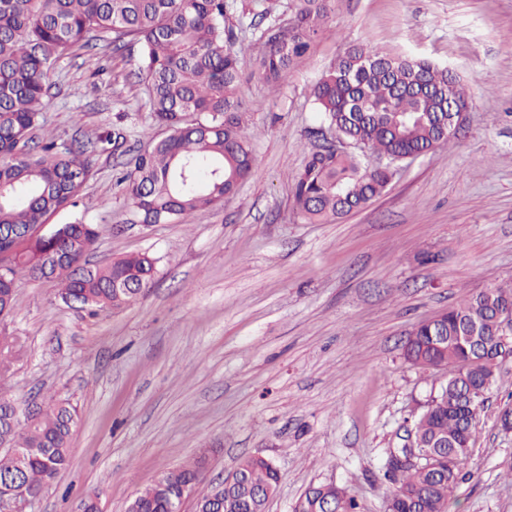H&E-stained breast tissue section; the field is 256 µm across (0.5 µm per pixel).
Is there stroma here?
<instances>
[{
  "instance_id": "35a3bbf8",
  "label": "stroma",
  "mask_w": 512,
  "mask_h": 512,
  "mask_svg": "<svg viewBox=\"0 0 512 512\" xmlns=\"http://www.w3.org/2000/svg\"><path fill=\"white\" fill-rule=\"evenodd\" d=\"M353 44L455 71L468 118L367 206L310 224L291 190L323 143L310 89ZM262 49L245 56L238 87L252 175L217 208L164 224L139 223L115 184L163 133L136 75L138 46L117 53L101 41L52 73L45 133L68 142L117 126L125 144L86 149L91 177L49 224L99 225L91 261L146 253L157 274L133 304L94 315L53 283L18 280L0 336L21 350L0 397L78 410L69 468L22 512H77L93 493L103 512H126L163 471L204 451L210 482L241 457L269 459L280 481L266 512H292L309 486L328 483L362 512H383V453L404 446L448 376L405 360L408 332L512 280V0H332L305 63L276 90L258 70ZM500 372L448 512H512V432L498 420L512 406V357Z\"/></svg>"
}]
</instances>
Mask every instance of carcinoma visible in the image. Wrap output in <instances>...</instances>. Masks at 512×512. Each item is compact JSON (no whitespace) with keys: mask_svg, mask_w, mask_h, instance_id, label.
<instances>
[{"mask_svg":"<svg viewBox=\"0 0 512 512\" xmlns=\"http://www.w3.org/2000/svg\"><path fill=\"white\" fill-rule=\"evenodd\" d=\"M236 0H0V316L16 303L19 276L57 283L64 303L95 312L128 305L132 292L154 281L157 259L131 254L106 265L87 266L100 231L95 224H60L44 238L25 237L75 204L90 177L81 159L85 144L107 152L123 145L115 127L79 146L52 135L32 138L43 127L49 77L64 57L86 47L92 32L112 36L115 50L139 45L137 69L146 82L156 124L168 129L150 137L119 177L123 195L144 224L168 223L206 212L232 195L254 169L242 124L237 85L242 68L234 25L227 23ZM291 22L260 31L266 51L259 67L277 86L308 55L329 18L330 0H292ZM327 130L342 143L311 153L294 179L292 194L309 223L333 222L380 196L400 163L450 142V109L467 107L461 79L447 67L370 45H352L311 89ZM379 162L368 165L367 154ZM512 311V283L497 284L439 313L448 326V348L435 351L424 323L408 333L405 356L428 370L452 369L440 383L433 408L414 420L413 442L424 456L408 461L397 448L382 461L395 484L391 512H447L448 495L465 479L484 392L497 385V354L467 356L451 337L468 321L488 341L501 335L498 313ZM76 407L50 399L18 418L16 405L0 398V483L14 499L30 503L69 463ZM206 456L163 472L129 504L134 512H173L180 490L200 478ZM242 480L210 488L195 512H257L275 492L278 472L255 456L239 460ZM342 503L358 512L346 489L317 485L297 500L293 512H324Z\"/></svg>","mask_w":512,"mask_h":512,"instance_id":"1","label":"carcinoma"}]
</instances>
